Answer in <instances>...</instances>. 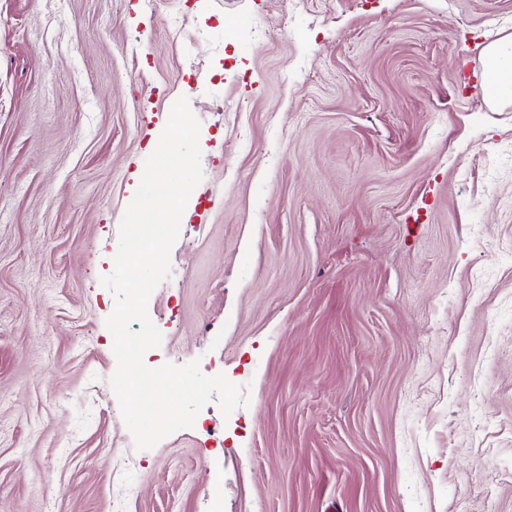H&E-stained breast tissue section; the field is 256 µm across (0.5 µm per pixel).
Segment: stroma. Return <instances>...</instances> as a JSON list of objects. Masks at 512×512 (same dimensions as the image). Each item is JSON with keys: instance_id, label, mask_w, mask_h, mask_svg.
Masks as SVG:
<instances>
[{"instance_id": "1", "label": "stroma", "mask_w": 512, "mask_h": 512, "mask_svg": "<svg viewBox=\"0 0 512 512\" xmlns=\"http://www.w3.org/2000/svg\"><path fill=\"white\" fill-rule=\"evenodd\" d=\"M299 2L0 0V512H512V0ZM182 96L144 361L250 401L138 450L101 279ZM482 64L485 99L497 106L512 105V36L486 45Z\"/></svg>"}]
</instances>
